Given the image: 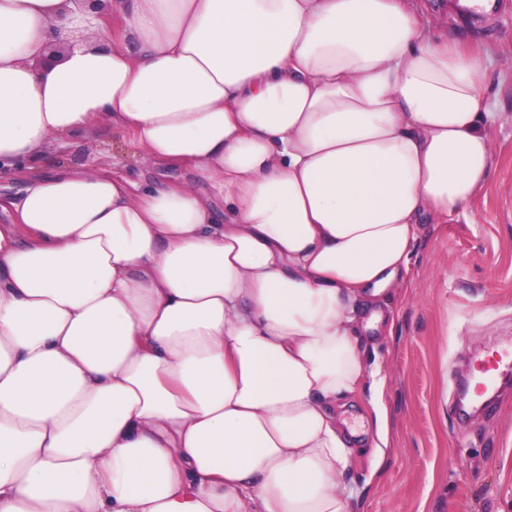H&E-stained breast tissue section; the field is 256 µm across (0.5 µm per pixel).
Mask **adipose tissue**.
<instances>
[{
	"mask_svg": "<svg viewBox=\"0 0 512 512\" xmlns=\"http://www.w3.org/2000/svg\"><path fill=\"white\" fill-rule=\"evenodd\" d=\"M494 56L417 0H0V512H351L359 338L486 185ZM93 124L196 185L48 163Z\"/></svg>",
	"mask_w": 512,
	"mask_h": 512,
	"instance_id": "ef3b65f1",
	"label": "adipose tissue"
}]
</instances>
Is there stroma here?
<instances>
[{
  "instance_id": "35a3bbf8",
  "label": "stroma",
  "mask_w": 512,
  "mask_h": 512,
  "mask_svg": "<svg viewBox=\"0 0 512 512\" xmlns=\"http://www.w3.org/2000/svg\"><path fill=\"white\" fill-rule=\"evenodd\" d=\"M428 26L499 45L488 96L512 113V0L474 17L457 0H423ZM91 168L120 158L138 181L155 174L101 126L59 152ZM392 334L378 337L386 374L390 441L379 467L358 457L352 480L363 491L355 512H512V388L488 413L460 425L453 412L458 366L512 337V124L493 131L487 187L464 213L424 225L409 271L391 289Z\"/></svg>"
}]
</instances>
